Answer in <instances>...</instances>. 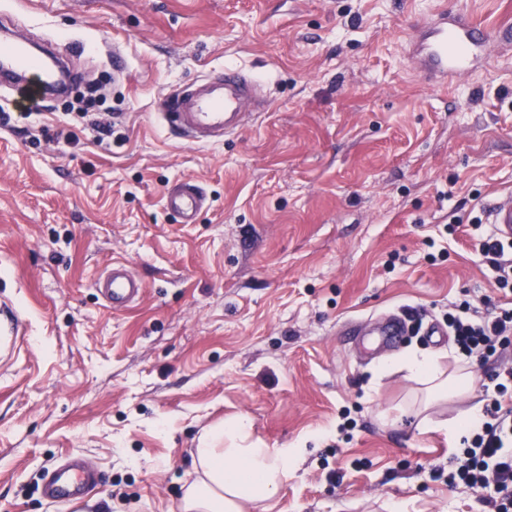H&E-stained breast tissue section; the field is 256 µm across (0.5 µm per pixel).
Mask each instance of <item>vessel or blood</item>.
<instances>
[{
	"label": "vessel or blood",
	"instance_id": "b4317fda",
	"mask_svg": "<svg viewBox=\"0 0 512 512\" xmlns=\"http://www.w3.org/2000/svg\"><path fill=\"white\" fill-rule=\"evenodd\" d=\"M512 45V25L501 24L495 32L464 13L445 9L434 11L417 29L410 43L409 57L415 67L425 73L429 82L446 88L467 77L478 68L492 45ZM65 74L64 57L58 51L39 53L26 44L0 39V68L12 74L14 88L22 95L47 99L50 76L47 64ZM260 80L240 67H227L204 75L192 86L172 92L161 114L170 131L191 143L204 146L222 141L236 132L247 120L244 108L260 104ZM204 205V196L193 180L181 181L165 196V210L181 223H195ZM489 217L500 238L512 240V195L500 197L491 204ZM95 286L112 311L120 312L137 302L145 293L140 279L120 261L113 262ZM21 320L6 304H0V350L12 349L20 334ZM85 478L77 470L59 468L48 475L43 494L58 502L82 500Z\"/></svg>",
	"mask_w": 512,
	"mask_h": 512
}]
</instances>
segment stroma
Segmentation results:
<instances>
[{"instance_id":"stroma-1","label":"stroma","mask_w":512,"mask_h":512,"mask_svg":"<svg viewBox=\"0 0 512 512\" xmlns=\"http://www.w3.org/2000/svg\"><path fill=\"white\" fill-rule=\"evenodd\" d=\"M437 2L0 0L80 77L37 105L0 88V295L27 323L0 358V512H176L192 449L241 414L307 450L255 512H493L448 485L462 442L420 423L489 404L512 349L422 410L405 372L375 375L410 348L455 369L449 314L512 307L470 235L512 195V52L432 87L404 46ZM229 63L268 111L209 146L171 134L166 97ZM92 88L106 146L72 103ZM189 178L206 201L183 224L164 195ZM116 260L146 286L120 313L92 286ZM392 314L411 327L390 347ZM70 457L97 474L74 506L41 494Z\"/></svg>"}]
</instances>
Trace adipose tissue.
<instances>
[{"instance_id": "ef3b65f1", "label": "adipose tissue", "mask_w": 512, "mask_h": 512, "mask_svg": "<svg viewBox=\"0 0 512 512\" xmlns=\"http://www.w3.org/2000/svg\"><path fill=\"white\" fill-rule=\"evenodd\" d=\"M393 366L422 384L430 399L464 393L471 387L470 374H447L440 355L430 351H404ZM304 453L300 445L271 448L251 440L247 417L226 419L209 441L193 449L197 477L179 499L177 510L250 512L280 491L290 467Z\"/></svg>"}]
</instances>
